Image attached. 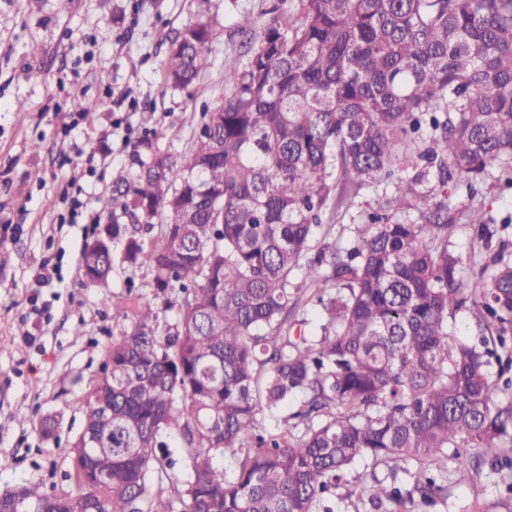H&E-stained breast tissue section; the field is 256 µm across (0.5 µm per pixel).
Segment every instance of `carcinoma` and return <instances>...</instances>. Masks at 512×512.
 Listing matches in <instances>:
<instances>
[{"label": "carcinoma", "mask_w": 512, "mask_h": 512, "mask_svg": "<svg viewBox=\"0 0 512 512\" xmlns=\"http://www.w3.org/2000/svg\"><path fill=\"white\" fill-rule=\"evenodd\" d=\"M230 94L202 112L186 155L147 136L114 192L119 265L145 267L151 291L128 298L85 422L67 455L75 489L22 483L0 512H333L358 461L391 462L404 487H368L372 512L432 506L448 459L479 448L512 468V262L448 248L445 187L471 192L497 165L512 191V0H290ZM211 27L166 37L165 85L197 80ZM394 182L390 215L416 200L420 221L372 213L348 249L308 259L337 189ZM163 216L165 221L154 224ZM477 241L512 224L471 209ZM85 278L114 270L97 244ZM321 309L319 338L292 335ZM174 310L175 321L160 319ZM466 310L479 341L455 338ZM297 393L292 428L258 416ZM185 453L174 470L167 439ZM230 451L235 466L214 460Z\"/></svg>", "instance_id": "obj_1"}]
</instances>
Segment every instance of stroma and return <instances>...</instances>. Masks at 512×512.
Here are the masks:
<instances>
[{"mask_svg":"<svg viewBox=\"0 0 512 512\" xmlns=\"http://www.w3.org/2000/svg\"><path fill=\"white\" fill-rule=\"evenodd\" d=\"M279 0H0V493L24 482L73 490L67 450L84 422V399L105 349L126 323L115 303L146 271L83 284L79 254L103 230L114 182L131 170V144L154 113L156 143L188 151L204 108L219 103L226 70L244 67L249 42ZM256 22L243 31V18ZM210 23L214 39L193 92L163 89L166 33ZM38 54H31V47ZM94 99V121L74 100ZM26 107L18 119L17 104ZM82 187L74 223L60 224L71 178ZM391 181L358 188L354 207H330L313 239L351 246L356 229L383 211ZM53 285L37 282L43 260ZM113 300L104 306L103 297ZM56 428L45 437L41 421ZM512 470L488 475L477 449L448 463L447 490L427 512H468L502 503Z\"/></svg>","mask_w":512,"mask_h":512,"instance_id":"stroma-1","label":"stroma"}]
</instances>
